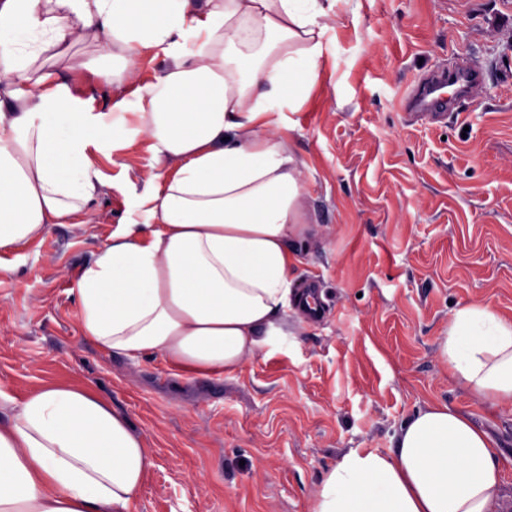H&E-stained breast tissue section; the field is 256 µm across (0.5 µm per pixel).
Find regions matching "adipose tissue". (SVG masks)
Here are the masks:
<instances>
[{
    "label": "adipose tissue",
    "instance_id": "obj_1",
    "mask_svg": "<svg viewBox=\"0 0 512 512\" xmlns=\"http://www.w3.org/2000/svg\"><path fill=\"white\" fill-rule=\"evenodd\" d=\"M349 2L0 0V249L91 223L98 199L127 188L99 161L143 149V189L78 282L83 335L179 377L268 352L300 304L288 273L307 230L283 118L307 101ZM87 39L101 48L82 64L94 89L38 67ZM148 56L160 66L142 81ZM439 354L472 395L512 405V322L489 304L455 309ZM504 464L488 432L436 404L389 452L340 455L310 512H490ZM152 466L105 399L42 385L0 421V512H134Z\"/></svg>",
    "mask_w": 512,
    "mask_h": 512
}]
</instances>
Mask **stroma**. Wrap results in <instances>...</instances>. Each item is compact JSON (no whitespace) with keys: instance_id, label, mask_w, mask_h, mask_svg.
Here are the masks:
<instances>
[{"instance_id":"35a3bbf8","label":"stroma","mask_w":512,"mask_h":512,"mask_svg":"<svg viewBox=\"0 0 512 512\" xmlns=\"http://www.w3.org/2000/svg\"><path fill=\"white\" fill-rule=\"evenodd\" d=\"M506 0H351L307 103L286 113L304 161L308 232L294 285L316 281L321 320L288 313L269 354L233 374L172 376L157 357L101 351L83 336L75 288L124 216L55 225L0 249V397L50 381L103 396L141 434L154 466L135 512H309L352 448L388 451L412 414L443 403L512 458V408L452 380L439 344L453 311L489 303L512 320V7ZM484 85L442 123L403 99L450 56Z\"/></svg>"}]
</instances>
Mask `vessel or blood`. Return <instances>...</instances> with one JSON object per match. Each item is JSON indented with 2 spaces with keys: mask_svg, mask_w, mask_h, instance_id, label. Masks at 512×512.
<instances>
[{
  "mask_svg": "<svg viewBox=\"0 0 512 512\" xmlns=\"http://www.w3.org/2000/svg\"><path fill=\"white\" fill-rule=\"evenodd\" d=\"M482 72L474 64L462 62L451 68L429 72L411 88L405 107L412 120H444L456 100L468 96L481 85Z\"/></svg>",
  "mask_w": 512,
  "mask_h": 512,
  "instance_id": "obj_1",
  "label": "vessel or blood"
}]
</instances>
